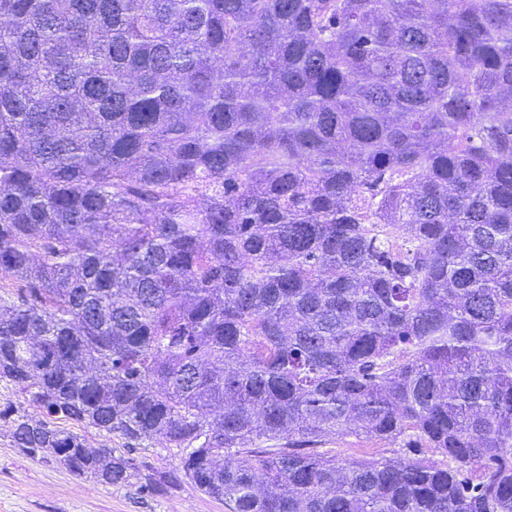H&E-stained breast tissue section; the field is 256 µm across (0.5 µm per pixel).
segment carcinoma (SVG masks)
<instances>
[{"label":"carcinoma","instance_id":"cac0c4a2","mask_svg":"<svg viewBox=\"0 0 512 512\" xmlns=\"http://www.w3.org/2000/svg\"><path fill=\"white\" fill-rule=\"evenodd\" d=\"M1 383L102 485L60 422L228 512H512V0H0ZM397 448L389 447L384 443L354 436L339 439H330L326 444L320 446L317 450L328 455L336 456L341 462L360 457H380L393 456V450ZM137 446L129 456L134 458L136 463L146 465L147 469L141 467L142 473L168 472L174 470L180 461L179 450L177 448H159L153 447L140 448Z\"/></svg>","mask_w":512,"mask_h":512}]
</instances>
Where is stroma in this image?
<instances>
[{
	"label": "stroma",
	"mask_w": 512,
	"mask_h": 512,
	"mask_svg": "<svg viewBox=\"0 0 512 512\" xmlns=\"http://www.w3.org/2000/svg\"><path fill=\"white\" fill-rule=\"evenodd\" d=\"M0 512H226L190 484L140 491L138 480L108 486L28 456L0 430Z\"/></svg>",
	"instance_id": "1"
}]
</instances>
